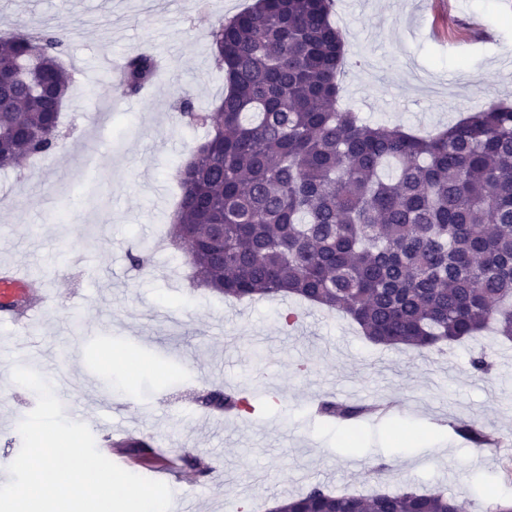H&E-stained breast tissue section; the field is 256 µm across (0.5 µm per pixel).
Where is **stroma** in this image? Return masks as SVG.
Masks as SVG:
<instances>
[{
  "label": "stroma",
  "instance_id": "35a3bbf8",
  "mask_svg": "<svg viewBox=\"0 0 512 512\" xmlns=\"http://www.w3.org/2000/svg\"><path fill=\"white\" fill-rule=\"evenodd\" d=\"M253 0H0V33L27 22L64 33L74 77L51 157L0 170V267L40 279L58 299L26 333H0V455L17 456L37 396L14 366L64 377L63 402L94 436L120 426L176 454L217 464L197 512H265L321 483L367 494L438 485L463 512L512 499V342L479 336L439 352L375 346L348 319L291 297L238 303L191 287L184 250H151L170 224L176 174L205 138L183 96L215 107L224 74L210 32ZM345 39L343 102L370 123L428 134L490 99L512 103V0H334ZM156 49L159 79L126 97L117 65ZM145 247L144 268L130 250ZM297 312L299 325L284 318ZM486 349L491 370L471 360ZM128 356L118 371L107 353ZM247 388L251 413L210 414L212 386ZM393 402L362 420L357 444L313 410L317 398ZM470 419L499 437L474 456L442 423ZM380 479H370L376 467Z\"/></svg>",
  "mask_w": 512,
  "mask_h": 512
}]
</instances>
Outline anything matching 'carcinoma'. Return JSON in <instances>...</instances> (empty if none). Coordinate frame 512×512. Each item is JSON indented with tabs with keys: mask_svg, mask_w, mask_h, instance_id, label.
Masks as SVG:
<instances>
[{
	"mask_svg": "<svg viewBox=\"0 0 512 512\" xmlns=\"http://www.w3.org/2000/svg\"><path fill=\"white\" fill-rule=\"evenodd\" d=\"M333 0H256L210 32L228 90L213 111L182 98L181 116L205 129L179 169L169 243L186 240L192 278L226 299L296 296L350 318L377 346L419 351L494 327L512 341V104L492 99L452 126L421 136L371 126L340 105L343 35ZM64 37L22 27L0 38V170L56 149L71 75ZM151 50L126 57L120 81L136 98L161 73ZM224 225V254L210 248ZM197 402L240 416L245 391L216 388ZM377 406L324 399L330 421ZM480 448L491 434L448 423ZM116 446L154 461L144 437ZM272 512H459L439 487L356 495L316 483Z\"/></svg>",
	"mask_w": 512,
	"mask_h": 512,
	"instance_id": "obj_1",
	"label": "carcinoma"
}]
</instances>
